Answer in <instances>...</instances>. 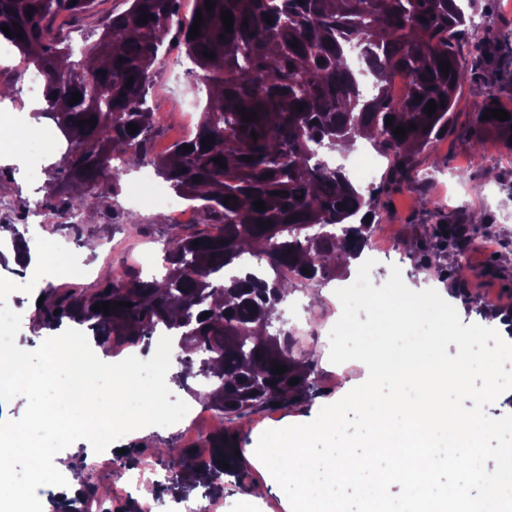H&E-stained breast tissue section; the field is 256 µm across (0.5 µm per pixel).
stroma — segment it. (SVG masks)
<instances>
[{
  "mask_svg": "<svg viewBox=\"0 0 512 512\" xmlns=\"http://www.w3.org/2000/svg\"><path fill=\"white\" fill-rule=\"evenodd\" d=\"M128 7L127 0H97L95 7L81 15H58L53 24L54 34L70 38L75 51H82L95 42L102 25L113 15ZM168 58L177 62L175 68L163 72L153 89L151 106L165 116L168 129H175L181 120L180 104L195 101L198 108H205V88L199 87L191 71V63L182 53L178 41H171ZM493 88L499 106L512 110V64L501 61H482L475 80L465 82L455 105L456 130L448 132L416 156L417 176L411 183L386 186L387 158L380 155L372 144L364 143L358 153L342 154V164L351 182L367 189L383 186L379 212L373 233L392 241L389 253L375 257L370 272L374 286L384 285L390 277L391 267H398L409 289L441 288L447 291V301L455 307L463 323H479L495 329L499 335L512 334L507 318L512 315V168L498 161L504 148L498 135L485 132L480 143H473L461 133L469 125L478 101L475 87ZM17 92L8 103L0 105V122L17 133L23 134L22 144L14 140L0 141V152L5 159L0 162V224L14 225L23 238L29 253H36V240L43 237L60 243L74 252L83 275L45 276L35 278V261L17 262L7 256L0 262V277L20 284L34 282L36 290L51 286H67L93 290L98 287L105 272L99 261L104 241L112 243V265L117 269L141 271L143 276L163 275V248L173 227L166 212L158 206L141 202L134 189L141 172H125L119 181L118 200L125 210L137 214L138 224H127L96 213L93 220L71 225L60 223V209L47 207L44 223L32 225L25 222V208L29 201L45 198L50 172L59 166L58 158L64 155L66 140L63 134L47 139L45 129L48 119L36 118L42 101L29 97V79L21 77L16 83ZM366 154L374 165L372 177L362 176L356 164L357 154ZM481 213L493 237L492 245L471 247L464 259L471 267L465 284L466 298L452 295V286L439 269L427 266L424 254L428 249L425 232L427 227L444 223L446 216H469ZM32 294L14 292L9 298L10 307L22 316L21 328L16 336L17 345L24 350H36L44 340L69 329L70 321L60 327L33 331L34 307ZM309 356L318 373L315 390L292 406L283 409H259L237 420L239 449L249 464L245 485H238L233 477L223 476L224 490L219 498L224 502V512H284L281 505L284 492L270 480L253 457L261 434L269 429H281L302 420L315 419L322 406L340 400L346 383L360 385L367 379L361 362L351 361L343 369H336L329 361V350L324 343H312ZM224 420L219 416L200 418L193 434L182 429L172 431L151 426L139 429L137 435H125L118 443L137 456L143 463L142 482L128 487L126 497L107 500L112 512H131L143 499L144 490H151L155 512H171L174 497L166 485L171 474L170 463L156 451L169 444L194 447L197 454L208 453L207 438L223 429ZM263 484L267 495L263 503L247 508L243 501L246 486Z\"/></svg>",
  "mask_w": 512,
  "mask_h": 512,
  "instance_id": "1",
  "label": "stroma"
}]
</instances>
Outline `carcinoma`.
<instances>
[{
	"mask_svg": "<svg viewBox=\"0 0 512 512\" xmlns=\"http://www.w3.org/2000/svg\"><path fill=\"white\" fill-rule=\"evenodd\" d=\"M128 2V9L111 17L84 50V60L74 62L70 45L53 39L50 23L60 12L88 11L94 0H0V26L13 32L16 22L23 31L18 38L0 30V37L42 77L45 107L39 115L50 117L69 141L63 165L48 182V198L79 214L93 203L107 215L136 224V215L118 203L119 176L147 164L177 197L196 203L199 224L207 230L168 239L160 281L114 269L90 293L60 287L42 291L36 327L66 319L87 326L101 344H147L156 329L164 328L183 353L174 379L182 385L192 375L210 380L203 399L211 409L241 417L255 407L294 404L314 389L316 370L287 338L269 332L276 305L291 282L316 288L335 274L342 261L339 250L353 259L362 254L371 227L366 216H375L380 193L378 188L363 193L342 169L318 160V149L337 150L368 137L391 160V180L410 179L415 153L454 122L456 94L473 68L494 54L512 57V42L478 31L460 0H281L277 7L267 0H213L211 11L205 0H195L204 15L200 35L189 38L194 12L179 34L186 56L199 69L207 104L194 137L186 141L193 151L180 142L152 158L159 126L148 96L178 0ZM226 9L234 18L230 33L221 21ZM145 14L154 18L137 23ZM265 14L273 23L263 21ZM465 33L474 36L479 52L469 63L456 47ZM353 38L374 71L369 95L344 63L345 43ZM206 51L214 57L204 56ZM442 60L450 63L447 73L441 71ZM393 73L407 76L398 100L388 91ZM130 76L134 81L128 87ZM75 91L82 99L71 105ZM431 100L436 111L429 115L425 107ZM494 100L488 92L467 134L477 139L494 131L512 148V118L483 119L484 112L498 108ZM297 104L303 110H295ZM240 107L257 112L259 121L242 122ZM93 118L92 127L88 120ZM78 120L85 124L76 125ZM129 123L138 125L136 134L126 130ZM411 123L416 128L396 137L395 127ZM253 132L259 134L255 140ZM210 135L212 144H202ZM219 156L223 168L212 161ZM247 156L254 160L244 161ZM227 195L237 198V205H224ZM256 201L267 209L256 210ZM260 221L267 225L259 226ZM485 230L480 217L460 223L450 215L447 230L434 228L428 235L433 244L427 259L435 262L446 251L458 256ZM247 254L264 256L270 271L224 276ZM125 301L132 306L107 315L92 310L96 303ZM205 312L210 316L204 319ZM275 362L287 371L273 372ZM294 377L299 383L289 384ZM209 447L213 468L206 480L196 469L194 448L172 444L159 454L180 467L175 480L181 486L209 490L211 478L224 473L243 484L247 469L235 452L237 434H214ZM79 473V495L57 503L56 512H80L79 496L97 493L93 471L83 466Z\"/></svg>",
	"mask_w": 512,
	"mask_h": 512,
	"instance_id": "1",
	"label": "carcinoma"
}]
</instances>
